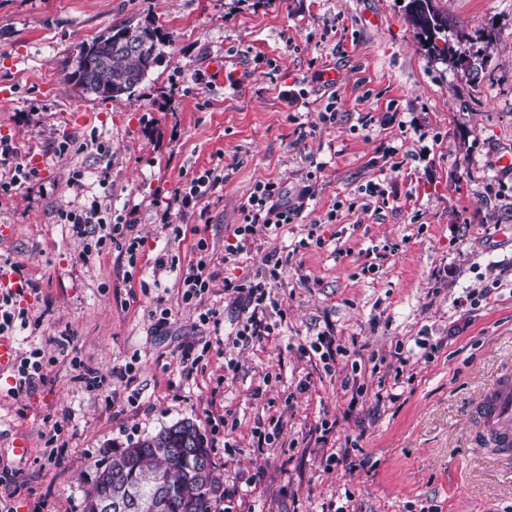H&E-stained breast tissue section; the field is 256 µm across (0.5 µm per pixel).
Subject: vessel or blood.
I'll return each instance as SVG.
<instances>
[{"label":"vessel or blood","mask_w":512,"mask_h":512,"mask_svg":"<svg viewBox=\"0 0 512 512\" xmlns=\"http://www.w3.org/2000/svg\"><path fill=\"white\" fill-rule=\"evenodd\" d=\"M478 433L501 460L512 461V374L503 375L474 407Z\"/></svg>","instance_id":"vessel-or-blood-1"}]
</instances>
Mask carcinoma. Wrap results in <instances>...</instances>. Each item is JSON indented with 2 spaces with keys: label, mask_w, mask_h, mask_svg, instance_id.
<instances>
[{
  "label": "carcinoma",
  "mask_w": 512,
  "mask_h": 512,
  "mask_svg": "<svg viewBox=\"0 0 512 512\" xmlns=\"http://www.w3.org/2000/svg\"><path fill=\"white\" fill-rule=\"evenodd\" d=\"M406 19L427 51L443 60L454 58L453 47L439 46V35L453 26L447 15L439 12L433 0H408ZM136 35L131 48L123 38ZM164 35L157 27L140 24L114 26L103 35L80 46L73 70L66 74L69 85L80 95H92L90 82L112 90L98 96L101 101L113 96L131 95L163 56ZM197 424L184 419L162 428L157 434L139 439L125 448L112 449V462L95 471L93 486L85 489L84 500L110 498L121 508L112 512H140L138 502L152 499L157 512H212L223 497V477L213 461L204 467L187 453L189 429Z\"/></svg>",
  "instance_id": "1"
}]
</instances>
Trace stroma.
Returning a JSON list of instances; mask_svg holds the SVG:
<instances>
[{"label":"stroma","instance_id":"stroma-1","mask_svg":"<svg viewBox=\"0 0 512 512\" xmlns=\"http://www.w3.org/2000/svg\"><path fill=\"white\" fill-rule=\"evenodd\" d=\"M435 5L464 64L428 54L400 0H0V138L40 172L0 197V255L37 285L20 299L17 354L47 357L44 384L17 398L0 372V497L81 512L95 462L189 418L205 433L232 426V454H212L229 512H512V464L472 442L473 406L512 371V169L498 166L512 155V0ZM128 21L169 34L159 64L131 96L78 95L64 75L80 44ZM331 99L336 121L321 123ZM67 137L87 149L60 153ZM218 160L208 223L174 213L178 236L158 224L175 189ZM268 179L287 201L308 191L303 218L230 255L240 207ZM95 199L143 238L136 267L109 248L84 254L61 221ZM311 233L323 245L300 247ZM272 251L288 259L271 285L287 317L233 346L243 313L224 281L252 278ZM202 256L215 278L184 304L180 279ZM159 306L171 311L160 331ZM208 308L221 329L200 321ZM322 333L348 349L331 372L309 348ZM423 336L427 358L413 351ZM198 341L209 348L189 374L181 348ZM77 360L100 387L78 380ZM351 373L357 397L340 386ZM382 387L394 400L377 401ZM277 419L274 447L254 450L253 429ZM339 448L354 469L327 468Z\"/></svg>","mask_w":512,"mask_h":512}]
</instances>
